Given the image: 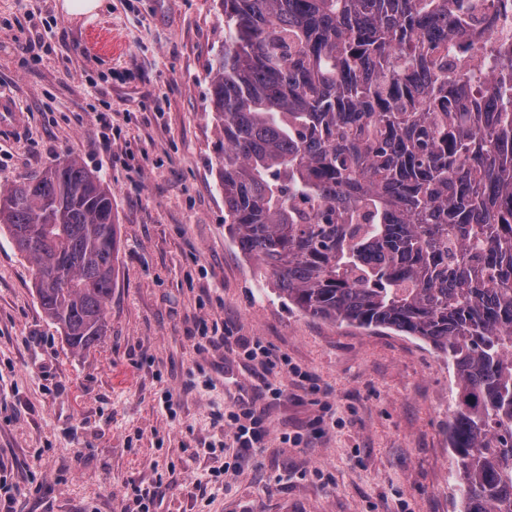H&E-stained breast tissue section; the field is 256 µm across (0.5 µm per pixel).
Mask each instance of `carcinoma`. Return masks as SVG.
<instances>
[{"instance_id": "cac0c4a2", "label": "carcinoma", "mask_w": 512, "mask_h": 512, "mask_svg": "<svg viewBox=\"0 0 512 512\" xmlns=\"http://www.w3.org/2000/svg\"><path fill=\"white\" fill-rule=\"evenodd\" d=\"M224 222L306 314L421 339L456 370L460 512H512V49L448 67L468 0H219ZM0 232L86 351L116 282L112 188L76 156L0 188Z\"/></svg>"}]
</instances>
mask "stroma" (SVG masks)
Masks as SVG:
<instances>
[{"mask_svg":"<svg viewBox=\"0 0 512 512\" xmlns=\"http://www.w3.org/2000/svg\"><path fill=\"white\" fill-rule=\"evenodd\" d=\"M62 4L0 0V97L25 116L0 128V187L69 154L98 170L116 284L106 335L73 350L0 234V512H456L443 354L305 314L228 232L207 75L218 0ZM226 336L284 355L314 389L261 381ZM247 404L269 436L230 447Z\"/></svg>","mask_w":512,"mask_h":512,"instance_id":"35a3bbf8","label":"stroma"}]
</instances>
